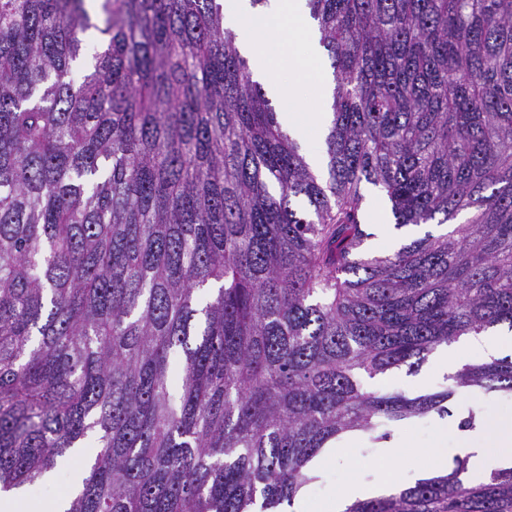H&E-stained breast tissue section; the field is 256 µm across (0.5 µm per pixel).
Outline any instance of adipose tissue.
<instances>
[{"label":"adipose tissue","mask_w":512,"mask_h":512,"mask_svg":"<svg viewBox=\"0 0 512 512\" xmlns=\"http://www.w3.org/2000/svg\"><path fill=\"white\" fill-rule=\"evenodd\" d=\"M225 25L231 28L237 43L249 61L252 77L265 84L280 102L281 125L293 135H303L305 129L326 130L331 115L321 101L330 97L331 77L312 73L310 65L319 56L318 35L308 20L306 0H265L254 6L252 0H235L225 15ZM512 350V333L485 332L462 339L439 350L432 364L447 371L458 361L485 362ZM431 464L420 463V451L411 448L389 449V464H411L415 478H426L447 471L452 456L467 458L474 478L489 475L498 469L512 467V412L487 416L483 426L458 432L456 437L439 433L434 441Z\"/></svg>","instance_id":"1"}]
</instances>
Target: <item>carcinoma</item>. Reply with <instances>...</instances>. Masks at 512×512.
<instances>
[{"mask_svg": "<svg viewBox=\"0 0 512 512\" xmlns=\"http://www.w3.org/2000/svg\"><path fill=\"white\" fill-rule=\"evenodd\" d=\"M307 6L320 176L221 0H0V491L92 433L64 512H282L346 433L450 414L361 377L512 330V0ZM366 184L448 232L369 254ZM450 379L512 395V355ZM346 512H512V468L457 457Z\"/></svg>", "mask_w": 512, "mask_h": 512, "instance_id": "carcinoma-1", "label": "carcinoma"}]
</instances>
